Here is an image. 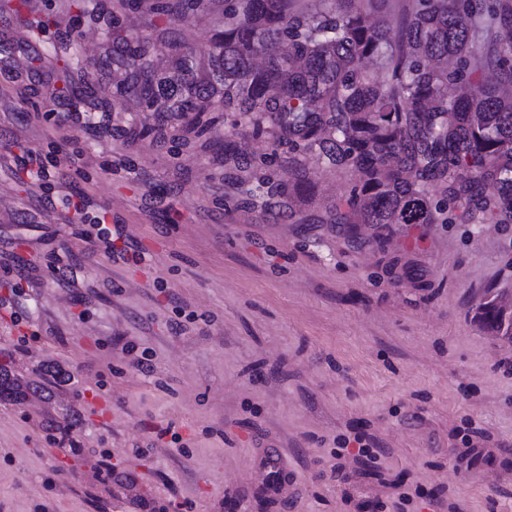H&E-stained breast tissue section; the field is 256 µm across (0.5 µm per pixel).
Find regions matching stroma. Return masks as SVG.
<instances>
[{
    "mask_svg": "<svg viewBox=\"0 0 512 512\" xmlns=\"http://www.w3.org/2000/svg\"><path fill=\"white\" fill-rule=\"evenodd\" d=\"M112 4L30 0L22 16L0 13V90L12 100L0 153L89 157L72 189L107 206L143 255L92 250L0 167V262L21 288L0 282L14 299L0 352L27 381L49 367L67 378L52 399L0 401V512H136L144 498L186 512L226 499L233 512H354L362 499L373 512H433V491L460 512H512V342L473 321L484 289L512 293V223L414 226L356 248L335 225L294 224L237 195L218 161L223 113L172 121L162 142L99 143L91 113L116 128L131 119L105 65ZM44 64L63 96L45 97ZM142 171L163 199L152 214L139 208ZM314 171L321 216L355 176ZM59 259L83 281H58ZM177 299L189 315L178 333ZM465 419L486 446L468 462L451 434ZM358 433L377 457L357 456ZM271 448L287 475L274 502L256 495Z\"/></svg>",
    "mask_w": 512,
    "mask_h": 512,
    "instance_id": "stroma-1",
    "label": "stroma"
}]
</instances>
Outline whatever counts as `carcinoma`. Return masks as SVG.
Returning a JSON list of instances; mask_svg holds the SVG:
<instances>
[{"instance_id":"obj_1","label":"carcinoma","mask_w":512,"mask_h":512,"mask_svg":"<svg viewBox=\"0 0 512 512\" xmlns=\"http://www.w3.org/2000/svg\"><path fill=\"white\" fill-rule=\"evenodd\" d=\"M117 0V13H152L168 22L169 52L158 65L132 25L115 27L112 66L126 100L146 111L185 115L212 106L231 127L268 137L288 181L255 177L253 159L224 140L236 184L278 215L306 223L313 182L307 158L358 175L336 198L329 224L356 244L384 246L393 230L446 224L448 208L472 224L512 223V96L479 81L491 69L512 79V5L504 0H398L373 21V0ZM220 6L218 54L202 61L180 27ZM397 37L390 36L391 29ZM453 62V69L440 64ZM474 83L466 97L448 84ZM372 229L363 238L359 225ZM477 322L512 342V298L488 288ZM30 384L0 358V401L26 398Z\"/></svg>"}]
</instances>
